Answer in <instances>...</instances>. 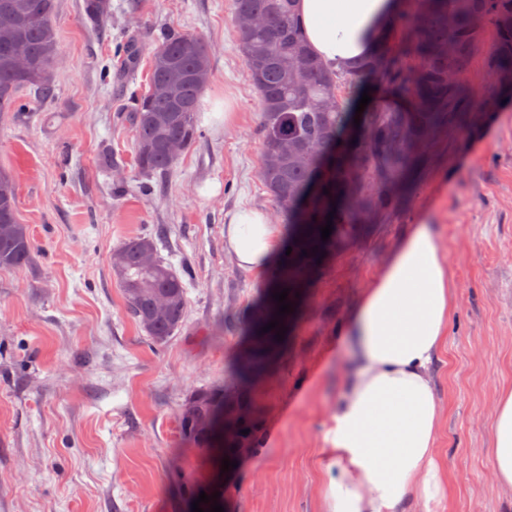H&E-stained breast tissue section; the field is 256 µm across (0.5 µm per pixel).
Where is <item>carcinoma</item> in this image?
I'll use <instances>...</instances> for the list:
<instances>
[{"label":"carcinoma","mask_w":512,"mask_h":512,"mask_svg":"<svg viewBox=\"0 0 512 512\" xmlns=\"http://www.w3.org/2000/svg\"><path fill=\"white\" fill-rule=\"evenodd\" d=\"M292 2H231L233 19H253L250 27L236 23L234 29L249 79L260 95V178L286 217L287 246L292 248L291 254L279 258L270 293L249 316L257 332L254 350L236 367L246 383L261 377L257 353L275 342L279 331H262L280 320L272 294L287 288V301L295 302L321 253L364 223L361 213L373 218L394 209L400 177L418 159V148L432 132L469 117L475 101L486 98L467 88L461 76L488 27L494 39L493 86L499 95H512V0H404L406 8L394 19L379 50L342 72L311 54ZM84 10L96 25L111 19L110 0H84ZM476 14L487 16V27L474 25ZM54 16L55 0H0V28L12 29L33 60L29 74L20 78L7 46L0 43V116L24 117L16 98L22 87L42 96L52 93L50 73L58 53ZM396 36L400 53L417 61L415 68L401 67L392 59ZM171 67L189 75L173 100L155 92ZM209 75L210 54L202 37L176 29L161 34L151 59L149 90L137 98L131 112L140 172L165 177L177 161L166 144L177 140L186 150L196 142L195 114ZM366 89L376 104L362 113L366 133L350 138L352 106ZM328 220L333 221V231L324 242L320 228ZM31 259L29 233L17 219L11 180L0 172V268H21ZM112 267L128 314L153 342H167L186 318V287L180 274L157 256L152 240L141 237L122 243ZM242 430L244 420L236 404L208 393L197 395L180 419L183 439L203 449L223 447L231 453L244 445Z\"/></svg>","instance_id":"carcinoma-1"}]
</instances>
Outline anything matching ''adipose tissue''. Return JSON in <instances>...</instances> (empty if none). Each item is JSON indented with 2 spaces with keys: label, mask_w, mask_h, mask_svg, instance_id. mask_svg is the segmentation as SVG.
I'll use <instances>...</instances> for the list:
<instances>
[{
  "label": "adipose tissue",
  "mask_w": 512,
  "mask_h": 512,
  "mask_svg": "<svg viewBox=\"0 0 512 512\" xmlns=\"http://www.w3.org/2000/svg\"><path fill=\"white\" fill-rule=\"evenodd\" d=\"M402 7L401 0H296L308 45L335 69L374 54ZM436 222L434 212L420 213L343 330L347 381L322 450L326 512H430L445 493L431 367L455 300ZM280 236L263 209L240 207L224 218V250L247 270L273 268ZM492 468L498 487L512 491V383L497 389Z\"/></svg>",
  "instance_id": "ef3b65f1"
}]
</instances>
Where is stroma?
<instances>
[{"label":"stroma","instance_id":"obj_1","mask_svg":"<svg viewBox=\"0 0 512 512\" xmlns=\"http://www.w3.org/2000/svg\"><path fill=\"white\" fill-rule=\"evenodd\" d=\"M83 3L56 0L53 96L22 90L24 119L0 118V169L33 248L27 266L0 269V512H192L195 490L218 495L224 512H324L321 450L345 377L336 329L425 209L438 215L457 303L432 366L448 489L431 512H512L490 459L494 390L512 382V98L435 134L398 209L325 256L284 348L245 388L233 364L270 276L225 253L224 216L279 209L259 176L260 99L231 0H111L102 26ZM166 28L208 42L200 110L230 94L237 115L228 127L198 122V141L158 180L137 168L129 112ZM130 39L141 51L131 72L120 53ZM132 236L185 273L186 322L161 345L128 316L112 272ZM219 384L255 428L254 452L229 470L180 439V413Z\"/></svg>","mask_w":512,"mask_h":512}]
</instances>
